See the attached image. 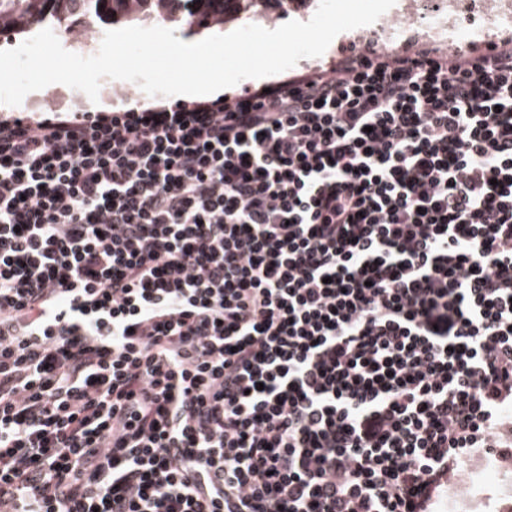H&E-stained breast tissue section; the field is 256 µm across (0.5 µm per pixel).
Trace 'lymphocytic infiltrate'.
<instances>
[{"mask_svg": "<svg viewBox=\"0 0 512 512\" xmlns=\"http://www.w3.org/2000/svg\"><path fill=\"white\" fill-rule=\"evenodd\" d=\"M512 447V41L0 118V512H430Z\"/></svg>", "mask_w": 512, "mask_h": 512, "instance_id": "lymphocytic-infiltrate-1", "label": "lymphocytic infiltrate"}]
</instances>
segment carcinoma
<instances>
[{
  "mask_svg": "<svg viewBox=\"0 0 512 512\" xmlns=\"http://www.w3.org/2000/svg\"><path fill=\"white\" fill-rule=\"evenodd\" d=\"M311 0H0V33L34 35L53 30H96L114 24L163 20L198 28H221L240 19L270 17L271 6L297 10Z\"/></svg>",
  "mask_w": 512,
  "mask_h": 512,
  "instance_id": "obj_1",
  "label": "carcinoma"
}]
</instances>
